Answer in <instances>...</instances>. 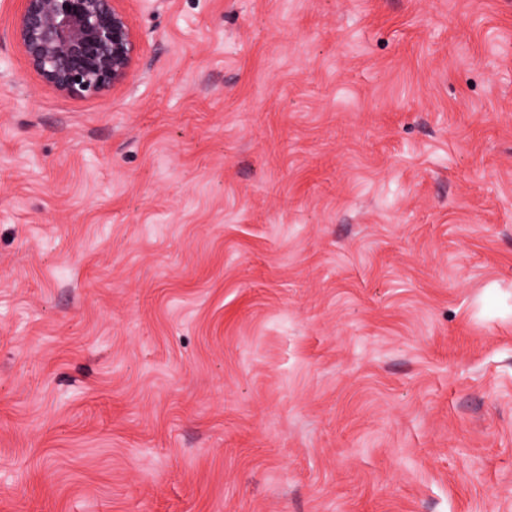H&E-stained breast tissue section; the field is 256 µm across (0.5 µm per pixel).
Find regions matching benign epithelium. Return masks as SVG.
<instances>
[{
    "instance_id": "obj_1",
    "label": "benign epithelium",
    "mask_w": 512,
    "mask_h": 512,
    "mask_svg": "<svg viewBox=\"0 0 512 512\" xmlns=\"http://www.w3.org/2000/svg\"><path fill=\"white\" fill-rule=\"evenodd\" d=\"M13 39L59 93L97 97L128 75L137 50L120 0H20Z\"/></svg>"
}]
</instances>
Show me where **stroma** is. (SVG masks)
<instances>
[{"instance_id": "stroma-1", "label": "stroma", "mask_w": 512, "mask_h": 512, "mask_svg": "<svg viewBox=\"0 0 512 512\" xmlns=\"http://www.w3.org/2000/svg\"><path fill=\"white\" fill-rule=\"evenodd\" d=\"M0 0V512H512V0ZM13 39L59 93L97 97L128 75L137 50L120 0H19Z\"/></svg>"}]
</instances>
